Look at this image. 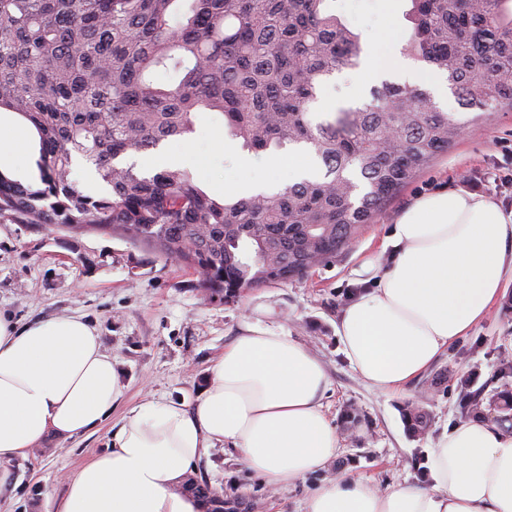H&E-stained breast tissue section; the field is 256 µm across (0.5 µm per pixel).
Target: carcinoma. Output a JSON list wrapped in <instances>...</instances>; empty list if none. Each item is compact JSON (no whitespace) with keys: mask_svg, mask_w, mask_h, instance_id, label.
Instances as JSON below:
<instances>
[{"mask_svg":"<svg viewBox=\"0 0 512 512\" xmlns=\"http://www.w3.org/2000/svg\"><path fill=\"white\" fill-rule=\"evenodd\" d=\"M512 0H410L402 51L437 70L463 108L441 110L417 85L384 82L355 108L319 117L325 83L360 66L361 35L334 0H0V112L40 141L39 181L0 170V213L68 234L123 237L200 275L212 298L301 277L343 253L361 226L482 115L512 110ZM223 116L255 154L299 147L322 175L248 196H217L187 169L151 175L122 165L195 130L200 112ZM94 170L101 189L73 177ZM464 419L495 414L512 430L508 383L487 391L452 371ZM425 433L423 403L407 406ZM207 512L240 502L206 484Z\"/></svg>","mask_w":512,"mask_h":512,"instance_id":"obj_1","label":"carcinoma"}]
</instances>
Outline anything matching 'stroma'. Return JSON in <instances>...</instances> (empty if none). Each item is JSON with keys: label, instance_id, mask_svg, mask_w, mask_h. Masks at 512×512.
Returning a JSON list of instances; mask_svg holds the SVG:
<instances>
[{"label": "stroma", "instance_id": "35a3bbf8", "mask_svg": "<svg viewBox=\"0 0 512 512\" xmlns=\"http://www.w3.org/2000/svg\"><path fill=\"white\" fill-rule=\"evenodd\" d=\"M337 14L361 32L366 56H400L411 31L406 13L410 0H335ZM403 82L399 73L372 75L368 66L341 69L324 87L319 111L357 106L383 81ZM204 162L192 174L210 191L223 193L235 181H287V168L271 161L289 155L281 150L262 157L244 151L224 130L220 117L200 113L196 130L154 149L167 156L183 146ZM504 177L496 187L489 174ZM456 190L493 197L512 211V111L501 110L477 127L466 129L455 145L416 173L402 190L364 225L348 251L314 268L308 276L284 283L243 289L237 302L210 299L193 271L152 255L118 236L70 235L42 225L0 215V310L20 324L58 315H80L100 332L126 392L112 414L85 434L67 440L48 436L41 448L16 459L11 469L19 481L17 495L0 512H55L66 481L111 442L112 429L145 397L195 398L204 388L207 369L249 324L285 332L307 345L331 381L323 405L340 438V456L355 475L387 486L401 481L427 482L430 447L450 425L459 422L457 392L427 389L418 378L398 393L369 387L351 367L336 336V321L355 297L372 288L361 275L370 259L388 267L389 244L401 213L420 195ZM512 354V275L484 319L432 365V372L452 370L493 381L499 361ZM422 401L430 416L425 434L408 433L404 411ZM356 408L362 423L353 430L341 422ZM334 467L310 474L294 488L270 491L260 477L246 474L232 448L211 449L192 471L221 493L241 497L252 512H303L308 489L334 477Z\"/></svg>", "mask_w": 512, "mask_h": 512}]
</instances>
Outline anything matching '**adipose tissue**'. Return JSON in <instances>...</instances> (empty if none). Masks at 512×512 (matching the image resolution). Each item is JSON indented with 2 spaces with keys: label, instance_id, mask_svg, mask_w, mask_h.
I'll use <instances>...</instances> for the list:
<instances>
[{
  "label": "adipose tissue",
  "instance_id": "adipose-tissue-1",
  "mask_svg": "<svg viewBox=\"0 0 512 512\" xmlns=\"http://www.w3.org/2000/svg\"><path fill=\"white\" fill-rule=\"evenodd\" d=\"M29 131L0 114V164ZM395 256L336 324L371 386L402 391L485 317L512 270V212L490 197L437 191L403 212ZM194 401L146 398L112 444L68 481L57 512H203L187 474L213 448L237 450L271 490L327 467L339 437L323 410L324 366L284 332L246 326L208 369ZM125 386L97 328L78 315L19 325L0 311V502L14 498L12 460L47 436L66 440L108 417ZM430 480L379 489L343 471L315 485L304 512H512V433L490 419L448 427L428 455Z\"/></svg>",
  "mask_w": 512,
  "mask_h": 512
}]
</instances>
